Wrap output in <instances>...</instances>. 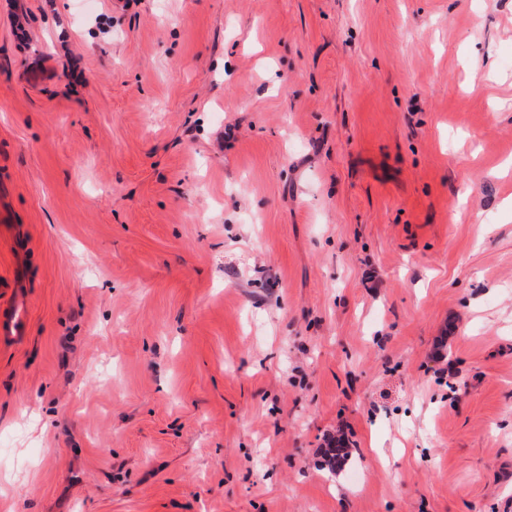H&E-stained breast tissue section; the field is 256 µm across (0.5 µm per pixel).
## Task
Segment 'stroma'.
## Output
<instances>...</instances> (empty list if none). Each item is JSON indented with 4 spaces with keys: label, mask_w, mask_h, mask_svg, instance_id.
I'll list each match as a JSON object with an SVG mask.
<instances>
[{
    "label": "stroma",
    "mask_w": 512,
    "mask_h": 512,
    "mask_svg": "<svg viewBox=\"0 0 512 512\" xmlns=\"http://www.w3.org/2000/svg\"><path fill=\"white\" fill-rule=\"evenodd\" d=\"M14 280L0 512H512V0H0ZM29 304L27 288L17 282L5 307L0 310V344L13 346L23 343L28 337Z\"/></svg>",
    "instance_id": "obj_1"
}]
</instances>
